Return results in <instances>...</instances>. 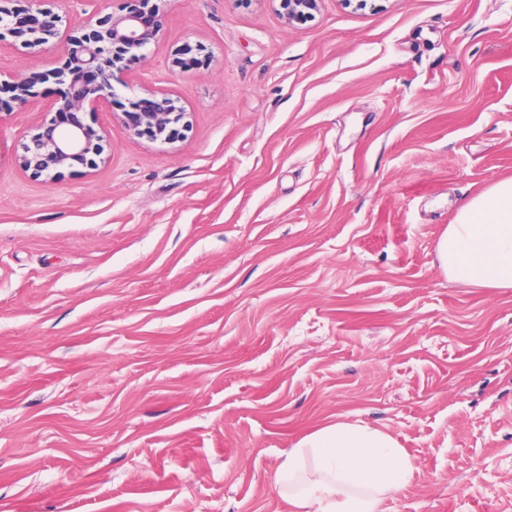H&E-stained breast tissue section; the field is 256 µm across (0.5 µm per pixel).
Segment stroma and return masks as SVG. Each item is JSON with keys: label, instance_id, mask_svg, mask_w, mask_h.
Instances as JSON below:
<instances>
[{"label": "stroma", "instance_id": "35a3bbf8", "mask_svg": "<svg viewBox=\"0 0 512 512\" xmlns=\"http://www.w3.org/2000/svg\"><path fill=\"white\" fill-rule=\"evenodd\" d=\"M374 2L161 0L114 86L184 138L113 128L53 184L14 161L44 111L0 102V512H290L336 416L412 461L385 512H512V289L436 257L512 177V0ZM270 2H278L276 10L280 18L286 25L292 26L294 23L310 18L322 0H270Z\"/></svg>", "mask_w": 512, "mask_h": 512}]
</instances>
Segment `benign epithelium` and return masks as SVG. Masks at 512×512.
<instances>
[{
  "mask_svg": "<svg viewBox=\"0 0 512 512\" xmlns=\"http://www.w3.org/2000/svg\"><path fill=\"white\" fill-rule=\"evenodd\" d=\"M0 0V42L8 38L37 54L68 49L66 62L56 74L64 78L47 107L50 118L33 131L22 134L17 166L32 178L52 184L64 172L95 167L105 162V130L84 119L86 109L100 108L112 113V120L127 134L171 144L183 137L187 124L177 99L162 90L129 102L122 112L112 111L118 103L113 85L114 68L122 60L141 57V52L157 37L162 18L148 9L149 0H123L119 13L102 17L94 14L60 28L61 19L41 7L42 0H29L23 10ZM277 4L283 22L291 26L313 15L322 0H270ZM49 74L32 71L8 82H0V92L23 106L39 103L38 85Z\"/></svg>",
  "mask_w": 512,
  "mask_h": 512,
  "instance_id": "benign-epithelium-1",
  "label": "benign epithelium"
}]
</instances>
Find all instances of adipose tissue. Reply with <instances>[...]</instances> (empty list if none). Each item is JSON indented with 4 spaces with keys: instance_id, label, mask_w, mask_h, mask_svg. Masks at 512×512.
Listing matches in <instances>:
<instances>
[{
    "instance_id": "ef3b65f1",
    "label": "adipose tissue",
    "mask_w": 512,
    "mask_h": 512,
    "mask_svg": "<svg viewBox=\"0 0 512 512\" xmlns=\"http://www.w3.org/2000/svg\"><path fill=\"white\" fill-rule=\"evenodd\" d=\"M436 254L451 279L470 288L512 289V178L462 207ZM414 466L396 439L361 423L336 420L305 435L276 474L295 512H383Z\"/></svg>"
}]
</instances>
